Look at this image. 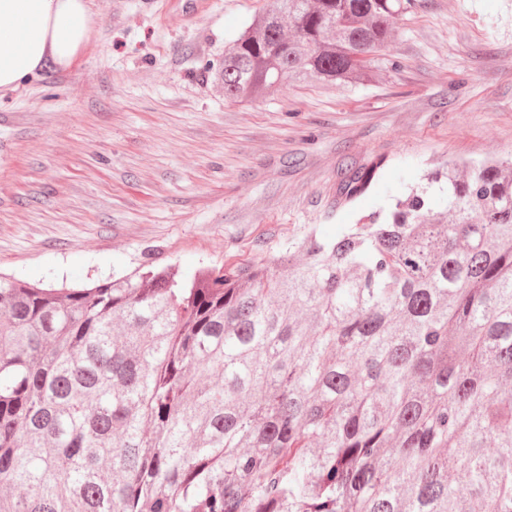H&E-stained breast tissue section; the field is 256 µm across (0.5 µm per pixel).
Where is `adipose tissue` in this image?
Listing matches in <instances>:
<instances>
[{
	"label": "adipose tissue",
	"instance_id": "ef3b65f1",
	"mask_svg": "<svg viewBox=\"0 0 512 512\" xmlns=\"http://www.w3.org/2000/svg\"><path fill=\"white\" fill-rule=\"evenodd\" d=\"M93 23L88 0H0V90L45 63L70 66Z\"/></svg>",
	"mask_w": 512,
	"mask_h": 512
}]
</instances>
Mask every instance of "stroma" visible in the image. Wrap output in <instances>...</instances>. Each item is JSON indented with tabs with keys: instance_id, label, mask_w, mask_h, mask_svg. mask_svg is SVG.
I'll return each mask as SVG.
<instances>
[{
	"instance_id": "35a3bbf8",
	"label": "stroma",
	"mask_w": 512,
	"mask_h": 512,
	"mask_svg": "<svg viewBox=\"0 0 512 512\" xmlns=\"http://www.w3.org/2000/svg\"><path fill=\"white\" fill-rule=\"evenodd\" d=\"M273 0H93L77 60L0 92V273L70 286L266 260L333 238L443 162L512 155V0H415L364 80L225 100L224 49ZM386 159L337 200L345 169Z\"/></svg>"
}]
</instances>
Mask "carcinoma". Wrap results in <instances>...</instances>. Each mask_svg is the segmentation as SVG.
Wrapping results in <instances>:
<instances>
[{
  "instance_id": "obj_1",
  "label": "carcinoma",
  "mask_w": 512,
  "mask_h": 512,
  "mask_svg": "<svg viewBox=\"0 0 512 512\" xmlns=\"http://www.w3.org/2000/svg\"><path fill=\"white\" fill-rule=\"evenodd\" d=\"M411 3L274 0L224 99L364 77ZM427 181L268 260L0 276V512H512V157Z\"/></svg>"
}]
</instances>
